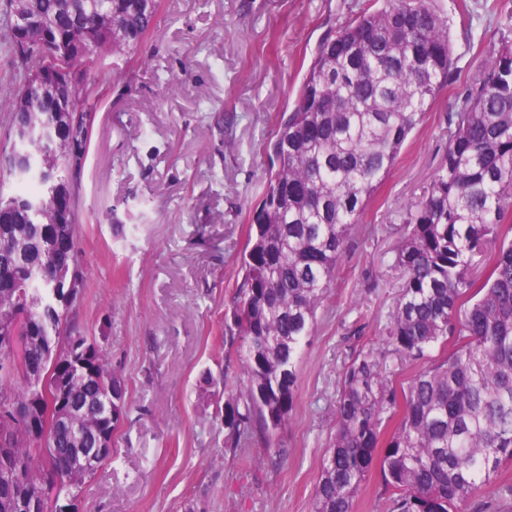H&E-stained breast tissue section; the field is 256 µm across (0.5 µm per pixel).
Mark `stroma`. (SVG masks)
Wrapping results in <instances>:
<instances>
[{
    "label": "stroma",
    "mask_w": 512,
    "mask_h": 512,
    "mask_svg": "<svg viewBox=\"0 0 512 512\" xmlns=\"http://www.w3.org/2000/svg\"><path fill=\"white\" fill-rule=\"evenodd\" d=\"M367 3L159 0L154 33L90 75L99 100L75 240L86 295L71 319L123 378L126 417L81 512H310L353 356H386L397 382L409 377L382 343L401 290L392 262L403 207L433 181L466 85L512 36V0H467L471 44L453 23L458 80L437 93L350 227L276 446L226 451L215 415L224 397L206 380L225 365L224 316L277 116L322 40ZM172 78L182 82L175 93ZM464 510L512 512V461Z\"/></svg>",
    "instance_id": "obj_1"
}]
</instances>
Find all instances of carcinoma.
Masks as SVG:
<instances>
[{
	"mask_svg": "<svg viewBox=\"0 0 512 512\" xmlns=\"http://www.w3.org/2000/svg\"><path fill=\"white\" fill-rule=\"evenodd\" d=\"M46 22L65 71L84 74L129 52L155 29L157 7L142 0H4L17 90L6 125L69 121L67 142L40 136L12 141L30 165L14 194L33 199L38 219L0 224V329L17 331L0 352V401L27 404L30 420H0V512H51L84 493L95 474L83 456L95 438L117 433L108 353L68 321L57 290L84 286L76 252L57 260L64 237L76 239L77 209L55 223L51 164L75 198L93 112L87 78L60 112L48 108L40 56L14 33L18 9ZM456 69L448 19L432 0H383L326 37L291 110L278 116L266 144L264 193L253 210L241 257V282L224 325L238 346V375L211 379L224 393V447L271 448L285 429L299 388L301 351L316 310L332 288L349 226L396 163L440 89ZM448 148L425 195L404 208L408 232L394 250L404 272L389 352L413 365L396 386L386 358L358 353L336 400V430L313 496L312 512H354L373 467L390 512H463L512 461V45L502 39L491 64L448 115ZM80 339L76 357L56 361L55 347ZM438 344L449 346L430 359ZM66 377V394L45 387L47 373ZM398 417L387 441L383 423ZM50 424L52 437L38 435Z\"/></svg>",
	"mask_w": 512,
	"mask_h": 512,
	"instance_id": "obj_1",
	"label": "carcinoma"
}]
</instances>
